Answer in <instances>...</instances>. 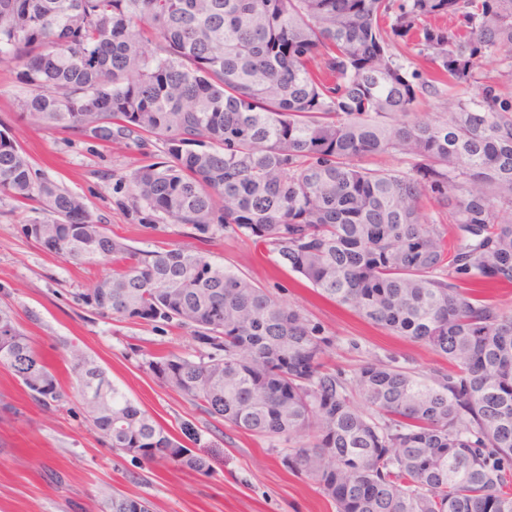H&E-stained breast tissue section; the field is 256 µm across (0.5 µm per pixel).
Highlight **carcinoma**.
I'll return each mask as SVG.
<instances>
[{
    "instance_id": "obj_1",
    "label": "carcinoma",
    "mask_w": 512,
    "mask_h": 512,
    "mask_svg": "<svg viewBox=\"0 0 512 512\" xmlns=\"http://www.w3.org/2000/svg\"><path fill=\"white\" fill-rule=\"evenodd\" d=\"M488 57L512 77V0H0V64L27 89L28 123L160 141L164 160L130 174L136 208L266 247L322 297L447 359L446 375L370 360L343 377L299 308L203 251L112 237L3 131L0 197L35 203L25 232L46 252L112 257L83 294L93 311L191 328L203 351L152 356V376L284 443V465L336 512H512V308L487 296L512 284V96L483 75ZM427 97L446 118L409 120ZM377 154L406 168L362 164ZM69 363L110 447L212 470L82 350ZM0 366L43 408L69 402L2 306ZM105 508L150 502L114 492Z\"/></svg>"
}]
</instances>
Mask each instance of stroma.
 Listing matches in <instances>:
<instances>
[{"label": "stroma", "mask_w": 512, "mask_h": 512, "mask_svg": "<svg viewBox=\"0 0 512 512\" xmlns=\"http://www.w3.org/2000/svg\"><path fill=\"white\" fill-rule=\"evenodd\" d=\"M25 94L14 70L0 66V125L42 175L82 196L93 219L112 235L142 250L165 241L204 251L277 301L299 307L330 338L328 362L344 376L375 357L420 374L448 371L447 360L426 345L389 334L322 298L249 239L224 231L202 241L174 225L150 227L146 213L129 205L127 176L154 162L160 143L151 137L142 148L130 149L65 128L22 123L18 104ZM30 216L28 206L0 202V304L14 310L62 384L72 382L68 349L79 347L172 433L191 424L219 454L212 472L203 475L115 452L78 401L46 412L0 366V512H101L115 489L148 499L152 512H336L315 484L283 465L281 446L210 416L152 376L149 355L198 353L191 329L94 313L82 295L89 283L111 271V259L84 265L44 251L24 231Z\"/></svg>", "instance_id": "obj_1"}]
</instances>
